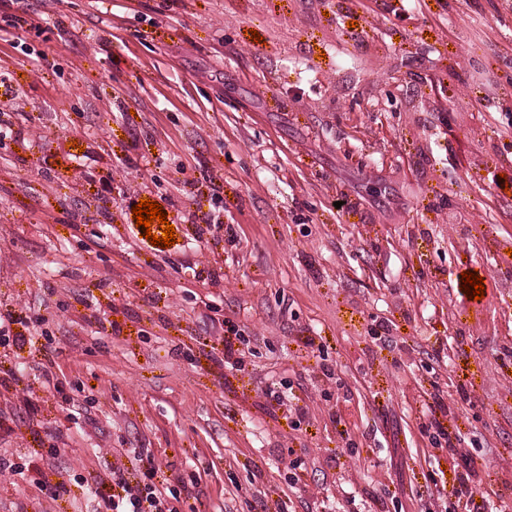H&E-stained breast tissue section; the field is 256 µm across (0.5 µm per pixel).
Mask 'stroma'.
<instances>
[{
	"label": "stroma",
	"instance_id": "1",
	"mask_svg": "<svg viewBox=\"0 0 512 512\" xmlns=\"http://www.w3.org/2000/svg\"><path fill=\"white\" fill-rule=\"evenodd\" d=\"M0 108V512H512V0H0ZM115 475V481L118 485H121L124 492L126 493L125 499L124 497H119L118 501L115 502L112 499V504L107 503L108 508H112V511L116 512H172V509L165 506L164 502L156 495L153 484H145L143 488L132 489L128 488L122 482V476L118 472H113ZM113 475V478H114ZM128 499V503L130 505L129 509L126 510H118L121 505H123L124 500ZM144 503H148L147 509L144 506Z\"/></svg>",
	"mask_w": 512,
	"mask_h": 512
}]
</instances>
